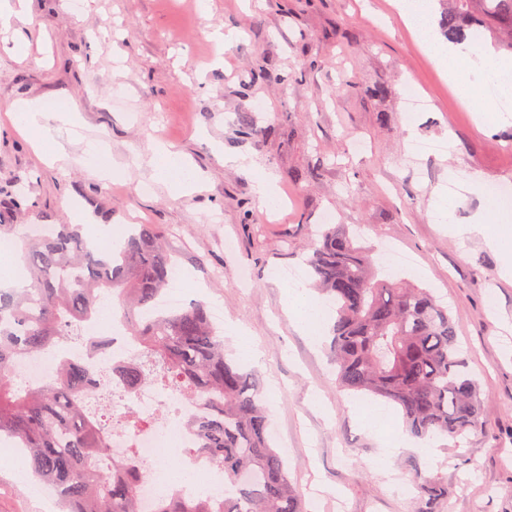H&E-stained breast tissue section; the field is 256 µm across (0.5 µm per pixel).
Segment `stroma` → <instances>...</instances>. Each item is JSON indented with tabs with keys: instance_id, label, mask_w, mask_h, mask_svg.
Segmentation results:
<instances>
[{
	"instance_id": "1",
	"label": "stroma",
	"mask_w": 512,
	"mask_h": 512,
	"mask_svg": "<svg viewBox=\"0 0 512 512\" xmlns=\"http://www.w3.org/2000/svg\"><path fill=\"white\" fill-rule=\"evenodd\" d=\"M64 2L30 0L0 29V224H68L78 212L90 237L103 224L152 225L197 298L219 305L227 356L238 333L258 344L248 368L308 512H417L398 487L419 477L446 480L444 512H512V279L481 235L460 240L437 214L457 195L456 222L479 213L471 176L512 186V113L478 122L396 0H83L77 13ZM218 28L237 39L217 46ZM410 82L429 102L412 116ZM23 100L75 108L76 136L45 120L59 161L8 120ZM157 139L183 155L194 187L176 196L154 177ZM416 141L431 151L413 152ZM92 142L123 163L119 181L89 165ZM265 174L274 207L257 191ZM328 215L362 228L377 278L395 243L416 265L402 278L448 304L483 401L465 447L444 438L435 460L405 448L377 465L401 416L359 424L363 400L338 387L330 339L311 342L285 310L281 273L304 267ZM38 486L30 469L0 465V512H60Z\"/></svg>"
}]
</instances>
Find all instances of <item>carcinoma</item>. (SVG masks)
<instances>
[{
    "mask_svg": "<svg viewBox=\"0 0 512 512\" xmlns=\"http://www.w3.org/2000/svg\"><path fill=\"white\" fill-rule=\"evenodd\" d=\"M439 24L450 38L463 25L476 34L499 26L512 36V0H456ZM172 264L149 224L133 229L116 252L93 247L78 224H56L51 237L27 245V284L0 289V438L25 450L32 470L59 491L63 512H138L137 448L112 455V423L87 409V400L112 394L103 387L107 374L67 360L50 382L19 390L10 373L19 359L83 336L102 299L115 294L112 310L146 358L119 369L126 389L154 381L206 396L205 412L187 421L194 441L186 452L223 470L230 486L222 498L187 501L172 493L155 512H307L269 442L262 387L228 358L206 305L153 310ZM307 264L321 294L336 303L332 353L341 388L399 408L420 438L456 439L479 426L478 385L448 306L432 289L375 279L343 225H322ZM415 492L420 512H437L448 494L431 478L417 480Z\"/></svg>",
    "mask_w": 512,
    "mask_h": 512,
    "instance_id": "obj_1",
    "label": "carcinoma"
}]
</instances>
